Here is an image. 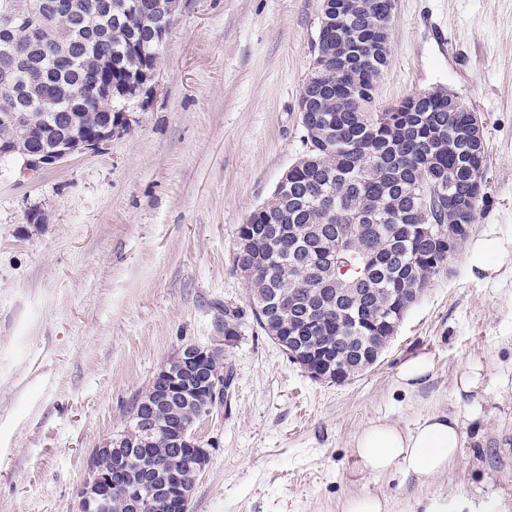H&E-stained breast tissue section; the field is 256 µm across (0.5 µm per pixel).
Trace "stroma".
Segmentation results:
<instances>
[{"instance_id": "1", "label": "stroma", "mask_w": 512, "mask_h": 512, "mask_svg": "<svg viewBox=\"0 0 512 512\" xmlns=\"http://www.w3.org/2000/svg\"><path fill=\"white\" fill-rule=\"evenodd\" d=\"M323 0H180L154 76L101 148L33 175L0 163V512H75L90 453L183 346L235 375L196 434L191 512H512V0H395L376 102L446 86L481 119L488 200L371 368L317 380L256 326L238 229L304 151L298 101ZM38 223H30V214ZM239 334L224 343V312ZM433 363L413 389L396 377ZM481 363L479 395L457 391ZM457 416L462 452L428 481L369 476L353 439ZM432 371V362L423 354L409 356L400 366L397 376L401 386L415 388L421 384ZM342 512H387L386 501L377 495L355 496L346 500Z\"/></svg>"}]
</instances>
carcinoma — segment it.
Segmentation results:
<instances>
[{
    "mask_svg": "<svg viewBox=\"0 0 512 512\" xmlns=\"http://www.w3.org/2000/svg\"><path fill=\"white\" fill-rule=\"evenodd\" d=\"M77 13L51 11L44 17L62 56L34 50L29 63L40 84L17 101L21 109L42 113L41 123L62 129L75 95L91 104L97 78L78 65L80 58L112 45V69L100 72L112 83V111L144 86V72L155 60L152 29L156 18L137 0H112V12L99 0H75ZM390 0H328L321 24L331 43L322 47L326 61L303 91L314 119L303 131L300 167L288 169L286 190L253 211L240 225L234 267L247 275L257 326L272 340L288 334L304 347L336 350V337L353 349L371 352L394 334L385 325L394 303L408 307L416 291L447 269L448 247L426 233L430 226L472 224L487 201L484 170L467 166L458 133L471 122L469 112L448 111L439 87L411 102L396 122L382 125L375 96L356 97L353 85L378 83L385 58L372 53L371 39L390 26ZM23 40V27L0 33V64ZM315 194L332 195L335 208L309 205ZM292 293L296 306L270 311L279 296ZM347 363L329 369L323 379L343 383L348 372L370 368ZM143 392L124 431L141 433L142 446L126 456L124 470L112 472L107 512H128L124 498L127 471L141 468L161 442V422L197 424L206 406L201 398L181 402L172 414L152 418L140 413Z\"/></svg>",
    "mask_w": 512,
    "mask_h": 512,
    "instance_id": "1",
    "label": "carcinoma"
}]
</instances>
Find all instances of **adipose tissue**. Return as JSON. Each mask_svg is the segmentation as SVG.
<instances>
[{"label":"adipose tissue","instance_id":"1","mask_svg":"<svg viewBox=\"0 0 512 512\" xmlns=\"http://www.w3.org/2000/svg\"><path fill=\"white\" fill-rule=\"evenodd\" d=\"M354 453L361 470L372 476L394 471L427 480L447 472L461 453L460 422L448 414H432L412 431L390 422L360 429Z\"/></svg>","mask_w":512,"mask_h":512}]
</instances>
